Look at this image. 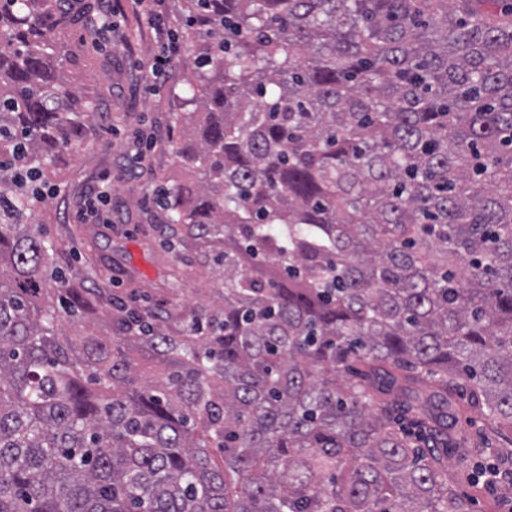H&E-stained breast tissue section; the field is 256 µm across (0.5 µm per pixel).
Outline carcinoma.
Here are the masks:
<instances>
[{"mask_svg": "<svg viewBox=\"0 0 512 512\" xmlns=\"http://www.w3.org/2000/svg\"><path fill=\"white\" fill-rule=\"evenodd\" d=\"M66 2L0 0V512H474L470 458L512 464V0L178 3L148 303L33 227L98 117Z\"/></svg>", "mask_w": 512, "mask_h": 512, "instance_id": "1", "label": "carcinoma"}]
</instances>
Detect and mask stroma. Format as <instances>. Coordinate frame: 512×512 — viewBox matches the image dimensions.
<instances>
[{"label":"stroma","mask_w":512,"mask_h":512,"mask_svg":"<svg viewBox=\"0 0 512 512\" xmlns=\"http://www.w3.org/2000/svg\"><path fill=\"white\" fill-rule=\"evenodd\" d=\"M112 23V28H99L93 40L76 31L61 36L60 70L81 99L96 103L99 129L79 154L49 170L55 193L40 207L37 228L60 244L63 264L85 273L94 257L111 288L150 292L164 270L157 261L162 253L158 237L143 233L156 215L146 198L178 169L169 153L157 148L146 158L141 173L131 174V137L137 130L168 128L169 114L177 109L170 86L151 85L144 70L154 58L167 56L170 77L182 76V54L155 40L129 0H120ZM104 185L110 189L109 206L117 223L106 225L90 218L87 226L97 236L93 245L70 236V229L78 225L74 217L78 200Z\"/></svg>","instance_id":"obj_1"}]
</instances>
